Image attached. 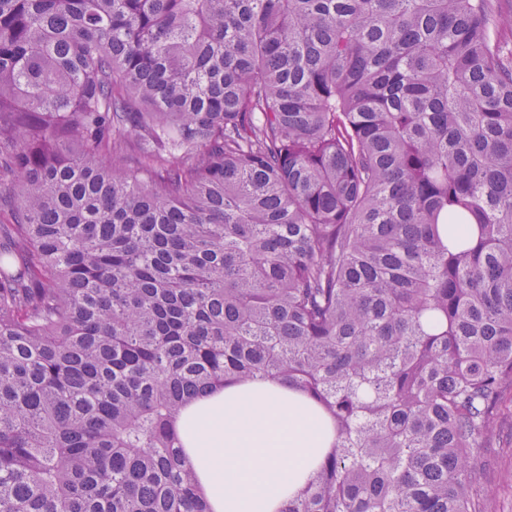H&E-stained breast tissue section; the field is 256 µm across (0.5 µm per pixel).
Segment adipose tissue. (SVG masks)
<instances>
[{"mask_svg": "<svg viewBox=\"0 0 512 512\" xmlns=\"http://www.w3.org/2000/svg\"><path fill=\"white\" fill-rule=\"evenodd\" d=\"M175 427L211 512H281L334 442L317 410L270 380L216 389Z\"/></svg>", "mask_w": 512, "mask_h": 512, "instance_id": "adipose-tissue-1", "label": "adipose tissue"}]
</instances>
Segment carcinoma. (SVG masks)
<instances>
[{"mask_svg":"<svg viewBox=\"0 0 512 512\" xmlns=\"http://www.w3.org/2000/svg\"><path fill=\"white\" fill-rule=\"evenodd\" d=\"M500 0H0V512H209L175 428L277 380L283 512H485L512 392Z\"/></svg>","mask_w":512,"mask_h":512,"instance_id":"cac0c4a2","label":"carcinoma"}]
</instances>
